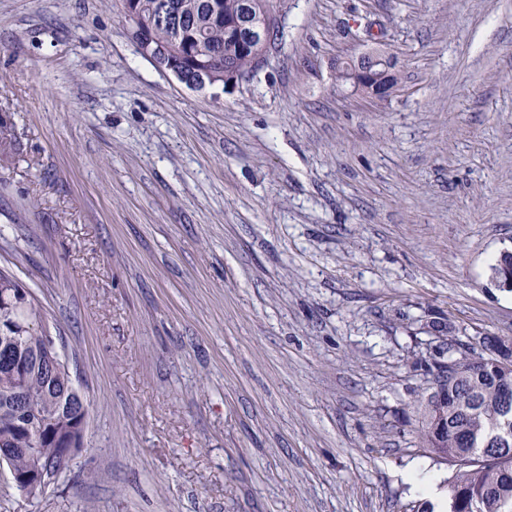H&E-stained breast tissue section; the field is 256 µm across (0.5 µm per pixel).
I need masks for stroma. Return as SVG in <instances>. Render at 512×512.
<instances>
[{
	"label": "stroma",
	"instance_id": "1",
	"mask_svg": "<svg viewBox=\"0 0 512 512\" xmlns=\"http://www.w3.org/2000/svg\"><path fill=\"white\" fill-rule=\"evenodd\" d=\"M266 66L195 91L119 0H0V269L30 289L84 446L0 512H416L455 338L512 337V0H274ZM373 23L399 84L336 85Z\"/></svg>",
	"mask_w": 512,
	"mask_h": 512
}]
</instances>
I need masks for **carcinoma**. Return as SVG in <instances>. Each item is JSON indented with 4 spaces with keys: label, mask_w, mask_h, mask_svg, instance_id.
I'll use <instances>...</instances> for the list:
<instances>
[{
    "label": "carcinoma",
    "mask_w": 512,
    "mask_h": 512,
    "mask_svg": "<svg viewBox=\"0 0 512 512\" xmlns=\"http://www.w3.org/2000/svg\"><path fill=\"white\" fill-rule=\"evenodd\" d=\"M165 2L180 21L184 68L209 62L215 83H224V59L244 73L257 70L252 51L236 39L230 22L240 0H135L138 11L150 20L156 5ZM145 39L156 46L171 44L169 21L144 28ZM512 274V251L499 254L491 265L492 277ZM17 281L0 272V448H14L5 462L20 477L44 467L50 449L81 431L88 416L85 398L74 399L68 362L51 335L35 298L16 300ZM491 347H474L445 362L425 357L414 366L431 376L421 437L424 447L438 457L456 460L448 486L449 512H512V454L494 456L512 433L501 436L502 407L507 395L504 368L489 356ZM56 363L52 378L40 372L19 371V364Z\"/></svg>",
    "instance_id": "carcinoma-1"
}]
</instances>
